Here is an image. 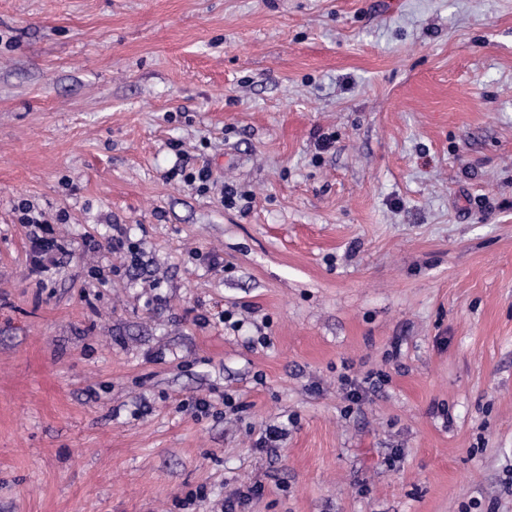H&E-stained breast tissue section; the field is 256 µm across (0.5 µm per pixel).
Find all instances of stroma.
<instances>
[{
    "instance_id": "1",
    "label": "stroma",
    "mask_w": 512,
    "mask_h": 512,
    "mask_svg": "<svg viewBox=\"0 0 512 512\" xmlns=\"http://www.w3.org/2000/svg\"><path fill=\"white\" fill-rule=\"evenodd\" d=\"M253 485L512 512V0H0V512ZM22 216L20 217L21 224H26L29 227V238L38 253H46L53 248L61 252L62 247L52 239H47L43 233L45 227L39 215H32L30 206H22Z\"/></svg>"
}]
</instances>
